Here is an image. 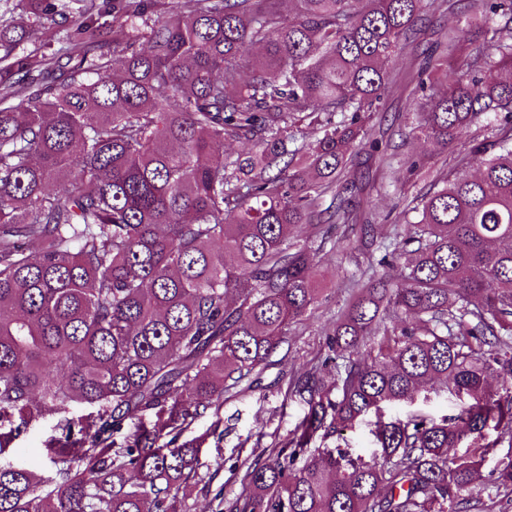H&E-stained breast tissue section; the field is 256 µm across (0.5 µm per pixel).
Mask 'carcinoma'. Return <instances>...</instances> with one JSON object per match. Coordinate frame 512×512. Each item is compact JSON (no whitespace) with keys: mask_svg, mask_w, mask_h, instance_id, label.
<instances>
[{"mask_svg":"<svg viewBox=\"0 0 512 512\" xmlns=\"http://www.w3.org/2000/svg\"><path fill=\"white\" fill-rule=\"evenodd\" d=\"M15 0L63 51L21 46L0 18V422L60 421L54 476L0 463V512H182L199 448L173 431L252 379L322 289L313 237L366 249L372 273L328 333L333 377L303 373L308 414L278 452L246 465L235 512H470L482 462L512 444V0H469L491 35L437 94L419 75L417 133L446 148L483 116L457 169L435 175L394 225L353 240L342 199L323 205L361 150L391 167L368 124L418 24L447 0ZM124 22L107 38L96 16ZM263 53L246 57L248 47ZM320 136L288 149L292 128ZM251 155L224 158V141ZM493 378L509 391L491 392ZM440 380L469 398L439 422L378 419L373 463L307 448ZM152 415L146 425L142 417ZM139 421L133 444L112 428ZM472 456H451L461 445ZM512 495V456L497 462Z\"/></svg>","mask_w":512,"mask_h":512,"instance_id":"1","label":"carcinoma"}]
</instances>
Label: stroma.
Returning <instances> with one entry per match:
<instances>
[{"instance_id":"35a3bbf8","label":"stroma","mask_w":512,"mask_h":512,"mask_svg":"<svg viewBox=\"0 0 512 512\" xmlns=\"http://www.w3.org/2000/svg\"><path fill=\"white\" fill-rule=\"evenodd\" d=\"M451 29L463 34L457 57L474 58V47L483 43L484 36L470 26L464 0H450L446 10L423 22L413 45L400 55L395 65L396 78L373 121L372 138L381 140L402 160L419 159V167L410 171L397 165L389 170L363 153L341 178L342 183L357 187L354 199L359 204V223L375 220L384 237L390 236L393 224L400 222L407 205L428 190L437 172L454 169L461 151L460 145L443 150L430 140L410 134L418 120L414 110L419 96L416 72L424 58L442 53L443 35ZM320 257L317 272L325 292L319 312L293 327L251 387L226 394L220 410H204L179 434V442L199 449V478L179 491L187 512H227L228 503L243 490V464L267 457L270 450L285 449L290 434L308 411L307 404L291 390L293 379L312 367L333 375V367L324 362V338L352 294L346 276L364 270L365 254L327 245ZM462 405V400L434 382L422 388L414 400L387 407L385 415L439 421L456 414ZM60 419L55 415L24 424L14 434L5 460L32 470L37 476H53L49 449L61 436ZM374 422V416L369 415L342 435H317L308 451L314 454L339 446L352 456L371 461L378 452L372 434Z\"/></svg>"}]
</instances>
